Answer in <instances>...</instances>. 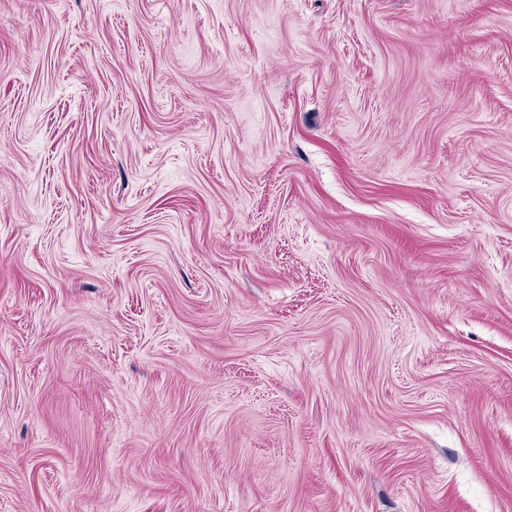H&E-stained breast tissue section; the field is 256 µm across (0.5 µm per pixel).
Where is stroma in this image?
I'll use <instances>...</instances> for the list:
<instances>
[{
	"label": "stroma",
	"mask_w": 512,
	"mask_h": 512,
	"mask_svg": "<svg viewBox=\"0 0 512 512\" xmlns=\"http://www.w3.org/2000/svg\"><path fill=\"white\" fill-rule=\"evenodd\" d=\"M0 512H512V0H0Z\"/></svg>",
	"instance_id": "1"
}]
</instances>
